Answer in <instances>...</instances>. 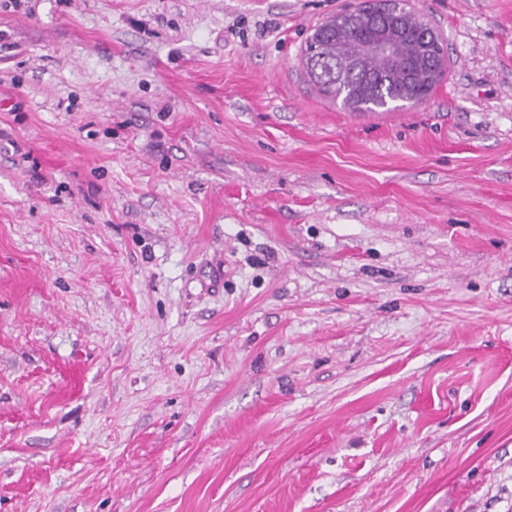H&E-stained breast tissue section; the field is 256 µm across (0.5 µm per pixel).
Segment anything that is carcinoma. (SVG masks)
<instances>
[{"label": "carcinoma", "mask_w": 512, "mask_h": 512, "mask_svg": "<svg viewBox=\"0 0 512 512\" xmlns=\"http://www.w3.org/2000/svg\"><path fill=\"white\" fill-rule=\"evenodd\" d=\"M387 26L397 35L401 60L368 59L362 45L376 35L349 15L339 27L317 25L307 38L304 64L314 86L324 95L336 98L345 90L348 106L354 111L376 112L385 99L415 98L426 87V73L420 62L427 58L429 43L424 33L391 19Z\"/></svg>", "instance_id": "1"}]
</instances>
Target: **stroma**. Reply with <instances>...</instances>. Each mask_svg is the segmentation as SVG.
<instances>
[{
    "mask_svg": "<svg viewBox=\"0 0 512 512\" xmlns=\"http://www.w3.org/2000/svg\"><path fill=\"white\" fill-rule=\"evenodd\" d=\"M358 3L0 0V512H512V0L392 112ZM411 4L410 0H362L357 13L369 22L378 21L389 14H398L409 24L420 27L427 39L442 42L441 36L426 17ZM344 14L328 17L323 24L339 26ZM318 25L305 44L303 57L307 75L322 94L336 99L342 88L340 75L346 69V99L349 108L354 111L377 112L379 108L375 104L383 102L385 98L418 97L426 87V78L427 85L432 87L447 67L446 57H437L426 77L419 64L430 54V45L425 42L424 33L418 28L400 25L396 19H390L387 26L397 35V50L401 56L398 64L362 57V45L377 32L352 15H348L337 28Z\"/></svg>",
    "mask_w": 512,
    "mask_h": 512,
    "instance_id": "35a3bbf8",
    "label": "stroma"
}]
</instances>
